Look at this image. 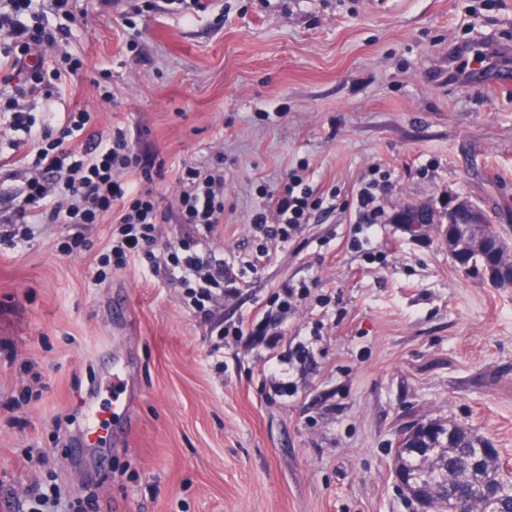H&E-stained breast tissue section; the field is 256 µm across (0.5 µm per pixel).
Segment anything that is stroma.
<instances>
[{"mask_svg":"<svg viewBox=\"0 0 512 512\" xmlns=\"http://www.w3.org/2000/svg\"><path fill=\"white\" fill-rule=\"evenodd\" d=\"M77 5L41 55L83 67L33 100L37 135L74 108L97 133L123 127L167 213L159 256L191 231L183 164H222L224 227L206 243L253 266L204 322L164 271L103 264L110 225L37 217L7 244L29 175L15 164L0 184V512H56L58 493L70 512H416L392 463L401 431L429 420L487 438L512 480V288L394 221L454 196L512 218V0ZM294 169L327 208L253 262L251 215ZM373 177L390 186L366 224ZM73 234L87 249L67 257ZM288 283L309 292L285 311ZM266 331L285 350L312 341L306 368L272 357ZM88 400L107 422L92 445Z\"/></svg>","mask_w":512,"mask_h":512,"instance_id":"1","label":"stroma"}]
</instances>
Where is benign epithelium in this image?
I'll return each instance as SVG.
<instances>
[{
    "label": "benign epithelium",
    "mask_w": 512,
    "mask_h": 512,
    "mask_svg": "<svg viewBox=\"0 0 512 512\" xmlns=\"http://www.w3.org/2000/svg\"><path fill=\"white\" fill-rule=\"evenodd\" d=\"M433 208L428 204H409L402 207L395 216V223L403 224L412 236L425 234L434 226ZM448 223L457 225L455 232L442 234V243L448 253L458 258L469 252L485 250L487 238L478 232L496 223L491 215L475 205L470 199L456 196L448 200ZM512 269V248H497L490 256L484 281L495 288H512V282L502 283L500 273ZM456 430L440 433V440L433 444L416 445L406 448L414 455L413 462L405 465L397 476L402 490L420 505V512H441L438 507L441 496L439 489L449 484L448 469L444 463L447 445L453 440ZM499 459L498 450L492 446L478 448L473 453L472 471L484 474L489 459ZM481 512H512V498L499 490L488 487L481 495Z\"/></svg>",
    "instance_id": "obj_1"
}]
</instances>
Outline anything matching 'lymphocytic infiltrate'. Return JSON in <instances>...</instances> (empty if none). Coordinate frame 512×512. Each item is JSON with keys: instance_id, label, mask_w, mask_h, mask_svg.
<instances>
[{"instance_id": "obj_1", "label": "lymphocytic infiltrate", "mask_w": 512, "mask_h": 512, "mask_svg": "<svg viewBox=\"0 0 512 512\" xmlns=\"http://www.w3.org/2000/svg\"><path fill=\"white\" fill-rule=\"evenodd\" d=\"M66 27L50 25L39 14L37 0H0V68L9 75H26L22 96H35L49 89L63 73H77L81 60L69 58L64 69H45L37 58L46 44L66 38ZM90 113L68 112L47 148L27 150L26 138L35 124L19 102L0 111V125L14 132L10 146L24 151L31 177L21 190L23 203L13 221L28 223L32 213L45 214L55 224L112 223V255L117 262L144 257L150 266L164 265L180 277L199 315H206L215 292L236 283L232 269L211 272L208 263L186 242L163 256L152 246L159 224L166 214L153 189L138 187V164L124 128L113 127L108 136H99L91 147L73 150L71 143L82 135ZM178 207L186 223L210 229L224 222V181L204 168L187 164L180 171ZM324 203L308 178L291 174L275 202L263 206L253 216L256 232L267 239L288 241L294 228L307 223L311 211Z\"/></svg>"}]
</instances>
